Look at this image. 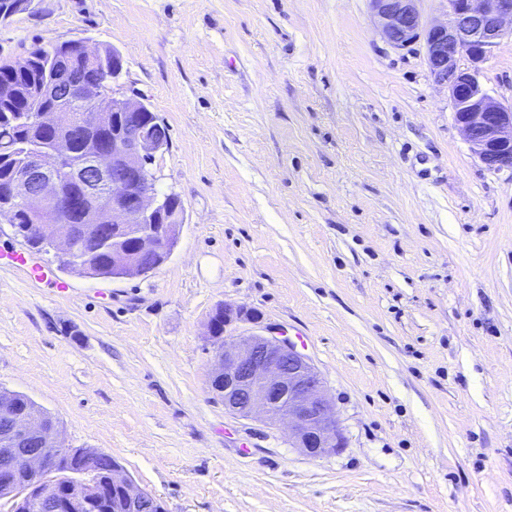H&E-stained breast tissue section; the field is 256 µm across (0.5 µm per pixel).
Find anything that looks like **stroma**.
<instances>
[{
  "mask_svg": "<svg viewBox=\"0 0 512 512\" xmlns=\"http://www.w3.org/2000/svg\"><path fill=\"white\" fill-rule=\"evenodd\" d=\"M84 38L166 125L185 222L141 277L0 266V389L166 512H512V171H488L422 43L368 0H35L0 54ZM477 68L512 107V35ZM321 374L346 445L311 457L208 389L224 303ZM7 264L24 272L27 280L32 284H42L53 286L59 293H65L69 288L63 281H53L51 271L47 266L32 262L22 251H15L7 255Z\"/></svg>",
  "mask_w": 512,
  "mask_h": 512,
  "instance_id": "stroma-1",
  "label": "stroma"
}]
</instances>
